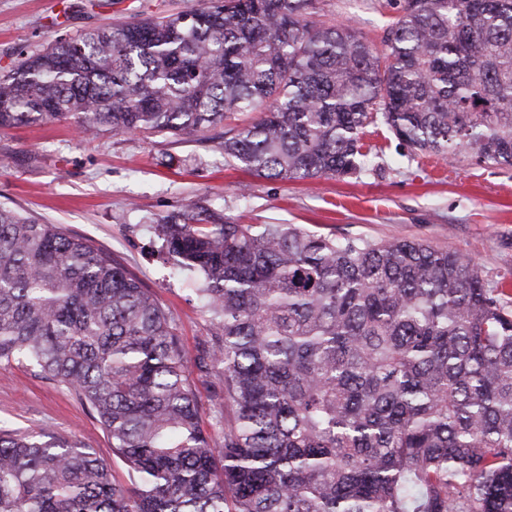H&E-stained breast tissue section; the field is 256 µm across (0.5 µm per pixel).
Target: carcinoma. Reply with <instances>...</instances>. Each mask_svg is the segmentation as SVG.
Masks as SVG:
<instances>
[{"instance_id":"cac0c4a2","label":"carcinoma","mask_w":512,"mask_h":512,"mask_svg":"<svg viewBox=\"0 0 512 512\" xmlns=\"http://www.w3.org/2000/svg\"><path fill=\"white\" fill-rule=\"evenodd\" d=\"M317 0H207L57 41L0 76V131L221 132L257 177L359 175L383 123L414 152L512 166V0H405L381 56ZM210 343L91 241L0 208V366L89 407L128 482L76 440L0 429V512H512V300L422 239L156 225ZM224 369L219 435L196 384Z\"/></svg>"}]
</instances>
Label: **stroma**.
<instances>
[{"instance_id": "stroma-1", "label": "stroma", "mask_w": 512, "mask_h": 512, "mask_svg": "<svg viewBox=\"0 0 512 512\" xmlns=\"http://www.w3.org/2000/svg\"><path fill=\"white\" fill-rule=\"evenodd\" d=\"M203 0H0V74L19 53L61 38L167 15ZM404 0H318L316 21L347 23L378 53ZM369 172L313 182L256 177L228 165L216 142L176 143L155 135L103 134L86 141L70 122L0 132V207L57 224L121 256L173 313L188 360L211 323L191 282L173 275L155 227L194 202L242 224H298L333 237L424 239L477 262L496 287L512 290V167L465 154L411 155L383 124L368 126ZM0 425L50 429L123 463L98 419L63 383L27 365L0 367Z\"/></svg>"}]
</instances>
